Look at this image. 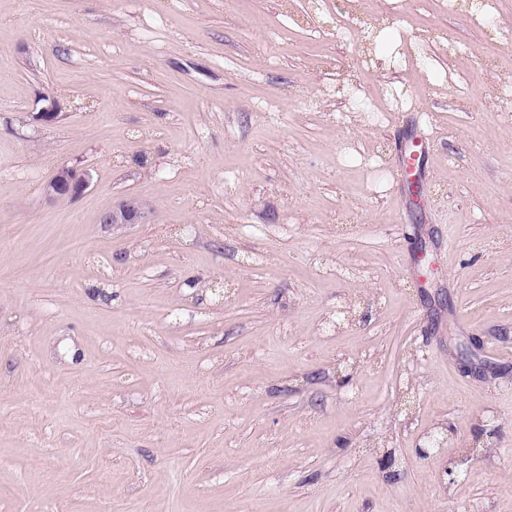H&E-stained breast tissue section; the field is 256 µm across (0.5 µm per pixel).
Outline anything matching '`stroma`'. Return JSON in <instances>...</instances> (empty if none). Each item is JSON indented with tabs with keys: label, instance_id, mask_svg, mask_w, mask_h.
Here are the masks:
<instances>
[{
	"label": "stroma",
	"instance_id": "1",
	"mask_svg": "<svg viewBox=\"0 0 512 512\" xmlns=\"http://www.w3.org/2000/svg\"><path fill=\"white\" fill-rule=\"evenodd\" d=\"M487 3L0 0V512H512ZM90 184L88 173H78L73 168L61 166L45 187L47 196L54 201L62 196L73 199L84 192ZM148 216V207L136 197L121 199L111 211L106 212L100 218L104 224H143Z\"/></svg>",
	"mask_w": 512,
	"mask_h": 512
}]
</instances>
